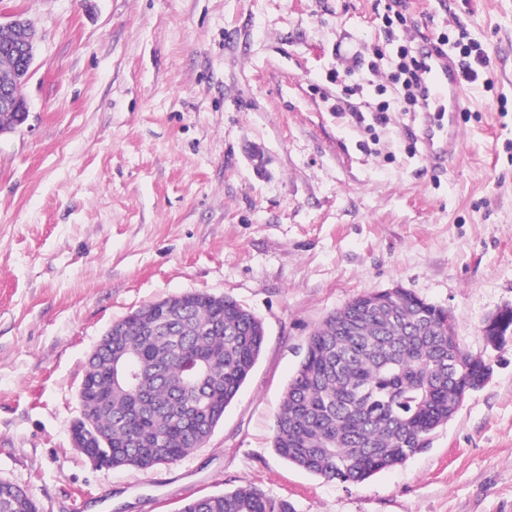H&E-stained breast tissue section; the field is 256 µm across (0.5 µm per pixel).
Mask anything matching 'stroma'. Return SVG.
Returning <instances> with one entry per match:
<instances>
[{
    "instance_id": "35a3bbf8",
    "label": "stroma",
    "mask_w": 512,
    "mask_h": 512,
    "mask_svg": "<svg viewBox=\"0 0 512 512\" xmlns=\"http://www.w3.org/2000/svg\"><path fill=\"white\" fill-rule=\"evenodd\" d=\"M0 0L39 36L27 120L0 135V481L39 512H179L249 484L297 512H512V0ZM477 43L459 151L395 110L400 47ZM392 103L375 123L372 106ZM395 286L448 310L492 375L425 452L356 484L272 446L314 328ZM235 298L261 355L207 442L149 471L71 442L114 321L184 292ZM487 343L497 345L512 332V308L504 309L488 318L482 327Z\"/></svg>"
}]
</instances>
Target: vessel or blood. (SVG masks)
<instances>
[{"instance_id": "1", "label": "vessel or blood", "mask_w": 512, "mask_h": 512, "mask_svg": "<svg viewBox=\"0 0 512 512\" xmlns=\"http://www.w3.org/2000/svg\"><path fill=\"white\" fill-rule=\"evenodd\" d=\"M417 88L420 111H438L455 114L464 106L461 73L456 60L438 52L433 43H426L421 56ZM425 153L431 162L438 163L452 157L459 148L453 127L428 125L424 133Z\"/></svg>"}]
</instances>
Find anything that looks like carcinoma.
Returning <instances> with one entry per match:
<instances>
[{
  "instance_id": "obj_1",
  "label": "carcinoma",
  "mask_w": 512,
  "mask_h": 512,
  "mask_svg": "<svg viewBox=\"0 0 512 512\" xmlns=\"http://www.w3.org/2000/svg\"><path fill=\"white\" fill-rule=\"evenodd\" d=\"M30 37L24 26L0 39V55ZM331 313L308 337L304 356L281 398L273 448L289 463L328 481L363 482L424 451L448 422L466 386L491 367L455 340L448 310L395 288ZM112 323V350L102 348L86 375L98 454L114 467L149 471L199 447L254 368L262 322L237 300L186 292ZM487 343L512 333V308L483 325ZM0 485V512H37L28 494ZM179 512H296L287 499L251 485L204 495Z\"/></svg>"
}]
</instances>
